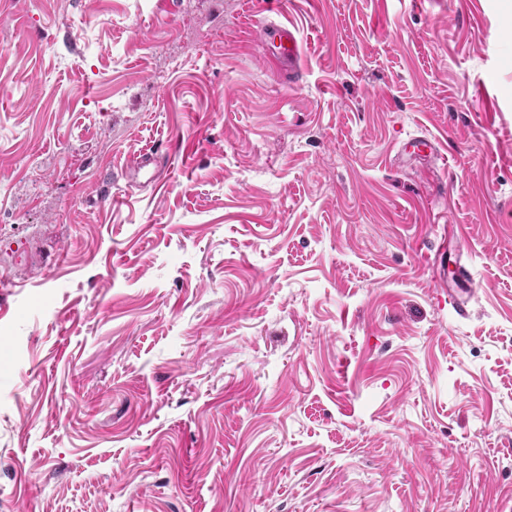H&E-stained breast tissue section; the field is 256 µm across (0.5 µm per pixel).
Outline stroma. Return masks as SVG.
Wrapping results in <instances>:
<instances>
[{"instance_id":"1","label":"stroma","mask_w":512,"mask_h":512,"mask_svg":"<svg viewBox=\"0 0 512 512\" xmlns=\"http://www.w3.org/2000/svg\"><path fill=\"white\" fill-rule=\"evenodd\" d=\"M175 2L0 0V512H512V0ZM264 41H268L280 58L294 63L299 55L296 30L285 25L265 26L262 29ZM158 150L147 151L132 158L122 172L128 181H143L144 184H157L160 172L158 168Z\"/></svg>"}]
</instances>
